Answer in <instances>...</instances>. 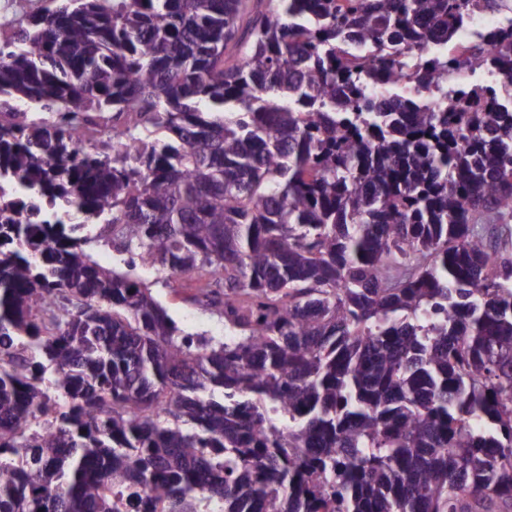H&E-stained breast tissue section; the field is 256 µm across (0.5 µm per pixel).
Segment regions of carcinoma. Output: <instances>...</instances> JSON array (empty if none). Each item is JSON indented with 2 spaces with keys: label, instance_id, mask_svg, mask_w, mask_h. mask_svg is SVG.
<instances>
[{
  "label": "carcinoma",
  "instance_id": "1",
  "mask_svg": "<svg viewBox=\"0 0 512 512\" xmlns=\"http://www.w3.org/2000/svg\"><path fill=\"white\" fill-rule=\"evenodd\" d=\"M51 2L0 46V512H512V99L419 97L472 0ZM107 225L92 222L86 226L84 234L89 239L84 249L94 260L107 269L128 272L151 288L154 296L186 333L224 339V334H227V330H224V319L201 309L188 299L194 292V278L190 275L169 276L158 265L142 262L129 270L124 264L125 256L106 243L107 238H112Z\"/></svg>",
  "mask_w": 512,
  "mask_h": 512
}]
</instances>
